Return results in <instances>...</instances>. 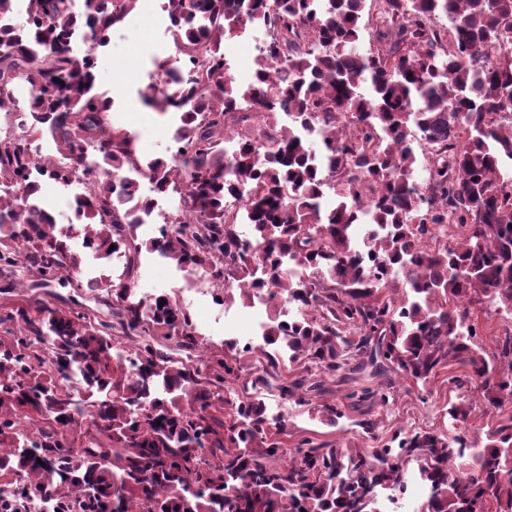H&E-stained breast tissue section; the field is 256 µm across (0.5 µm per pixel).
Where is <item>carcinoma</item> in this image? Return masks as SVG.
Returning a JSON list of instances; mask_svg holds the SVG:
<instances>
[{
	"label": "carcinoma",
	"mask_w": 512,
	"mask_h": 512,
	"mask_svg": "<svg viewBox=\"0 0 512 512\" xmlns=\"http://www.w3.org/2000/svg\"><path fill=\"white\" fill-rule=\"evenodd\" d=\"M137 2L27 0L19 26L15 0H0V114L23 91L35 114L0 136V270L33 277L0 293L10 308L0 316L11 336L0 342V483L17 487L9 501L50 499L56 512H378L380 494L404 488L414 466L429 512H512V423L475 453L429 430L396 437L395 448L306 439L290 448L287 425L270 422L262 400L282 350L280 398L310 405L326 379L353 381L344 398L368 432L389 405L392 373L425 384L464 367L486 408L512 400V334L486 358L469 309L512 312V58L483 65L489 49L512 42V0H373L391 45L368 53L358 50L366 0H165L188 68L166 90L147 84L141 100L180 113L179 167L142 161L95 88L94 49ZM248 25L278 37L262 43L241 86L222 45ZM78 38L88 45L80 55ZM244 105L257 133L228 150L227 120ZM418 135L432 156L425 194ZM41 141L47 157L34 154ZM90 145L97 175L74 198L79 229L103 255L115 245L128 256L127 287L96 284L116 302L105 318L43 291L80 263L37 200L40 179L69 183ZM134 170L179 195L168 230L147 244L126 206ZM327 174L340 176L333 207L323 201ZM231 195L240 208L227 207ZM357 224L369 226L362 238ZM143 248L212 268L226 300L235 288L244 300L265 291L276 313L264 345L196 354L186 309L167 294L132 298ZM367 255L384 263L368 266ZM387 262L407 272L399 298ZM283 297L303 316L284 319ZM121 337L128 360L116 354ZM247 366L251 392L236 395ZM73 373L84 379L78 392L67 386ZM78 482L94 494L73 495Z\"/></svg>",
	"instance_id": "carcinoma-1"
}]
</instances>
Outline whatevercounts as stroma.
Listing matches in <instances>:
<instances>
[{
    "label": "stroma",
    "mask_w": 512,
    "mask_h": 512,
    "mask_svg": "<svg viewBox=\"0 0 512 512\" xmlns=\"http://www.w3.org/2000/svg\"><path fill=\"white\" fill-rule=\"evenodd\" d=\"M168 26L166 13L155 10L152 0H138L123 24L113 30L108 43L96 49L97 90L112 98L113 125L134 138L137 153L145 161L170 157L175 149L172 136L178 113L158 112L140 99L152 72L175 56ZM263 38V33L249 29L225 39L224 54L233 60V74L239 83H249ZM134 278L141 293H167L176 298L189 311L202 350L211 354L223 352L225 342L248 336L253 321L269 323L273 314L267 306L257 308L239 301L218 304L214 290H198L196 282L173 264L156 267L154 254L145 251L140 254ZM263 395L266 405L278 403L285 410L289 443L310 439L333 448H373L399 431L451 428L462 431L480 446L488 430L512 419V410L506 408L488 415L473 409L467 420H450V405L474 404L478 393L471 386L449 383L444 371L423 386L407 379L396 380L394 400L372 435L360 426L357 412L346 411L331 425L313 407L281 401L275 388H266Z\"/></svg>",
    "instance_id": "35a3bbf8"
}]
</instances>
